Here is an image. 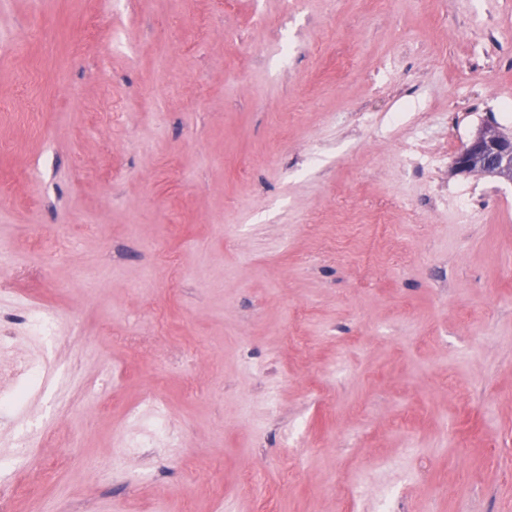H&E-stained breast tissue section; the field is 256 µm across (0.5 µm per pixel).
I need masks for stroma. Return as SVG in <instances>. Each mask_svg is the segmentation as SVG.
I'll return each instance as SVG.
<instances>
[{
  "mask_svg": "<svg viewBox=\"0 0 512 512\" xmlns=\"http://www.w3.org/2000/svg\"><path fill=\"white\" fill-rule=\"evenodd\" d=\"M488 127L512 0H0V512H512ZM478 134L465 143L454 158L456 168L469 171L472 162L477 159L488 170L475 169L471 172H479L493 178L512 181V171H498L495 169L512 167V137L508 133ZM491 170V171H489Z\"/></svg>",
  "mask_w": 512,
  "mask_h": 512,
  "instance_id": "35a3bbf8",
  "label": "stroma"
}]
</instances>
